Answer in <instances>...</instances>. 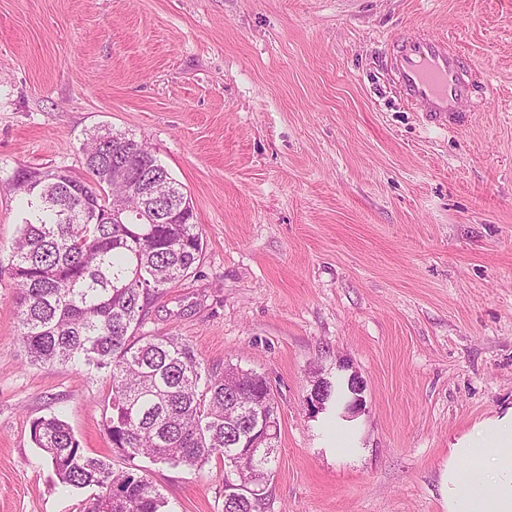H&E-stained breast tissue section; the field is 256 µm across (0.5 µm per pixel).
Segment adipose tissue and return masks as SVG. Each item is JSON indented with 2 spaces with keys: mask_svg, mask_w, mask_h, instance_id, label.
<instances>
[{
  "mask_svg": "<svg viewBox=\"0 0 512 512\" xmlns=\"http://www.w3.org/2000/svg\"><path fill=\"white\" fill-rule=\"evenodd\" d=\"M439 487L443 512H512V409L450 448Z\"/></svg>",
  "mask_w": 512,
  "mask_h": 512,
  "instance_id": "1",
  "label": "adipose tissue"
}]
</instances>
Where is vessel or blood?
Listing matches in <instances>:
<instances>
[{
	"instance_id": "vessel-or-blood-1",
	"label": "vessel or blood",
	"mask_w": 512,
	"mask_h": 512,
	"mask_svg": "<svg viewBox=\"0 0 512 512\" xmlns=\"http://www.w3.org/2000/svg\"><path fill=\"white\" fill-rule=\"evenodd\" d=\"M397 91L415 105L428 125L464 127L468 104L497 95L491 79L468 67L464 53L452 40L411 33L400 37L388 58Z\"/></svg>"
}]
</instances>
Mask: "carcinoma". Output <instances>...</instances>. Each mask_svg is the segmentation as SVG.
<instances>
[{
	"instance_id": "cac0c4a2",
	"label": "carcinoma",
	"mask_w": 512,
	"mask_h": 512,
	"mask_svg": "<svg viewBox=\"0 0 512 512\" xmlns=\"http://www.w3.org/2000/svg\"><path fill=\"white\" fill-rule=\"evenodd\" d=\"M83 155L86 179L65 170L15 176L30 211L12 245L11 276L31 363L109 373L104 429L129 467L115 470L85 453L56 415L32 422V442L63 484L100 489L89 512H164L165 497L135 460L197 467L212 458L232 467L224 512H265L279 433L266 378L230 365L214 371L178 338L140 333L150 304L203 252L190 199L172 181L167 204L176 223L143 224L134 216L140 199L112 186V176L122 173L131 183L166 178L148 146L126 136L117 155L112 132H97ZM115 208L126 210L121 224L110 219ZM354 395L350 382L345 391L322 382L325 403L348 406Z\"/></svg>"
}]
</instances>
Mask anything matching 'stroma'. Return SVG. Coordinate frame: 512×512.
<instances>
[{"label":"stroma","instance_id":"35a3bbf8","mask_svg":"<svg viewBox=\"0 0 512 512\" xmlns=\"http://www.w3.org/2000/svg\"><path fill=\"white\" fill-rule=\"evenodd\" d=\"M413 26L496 85L468 128L426 127L382 76ZM104 128L147 142L202 229L143 333L270 384L266 512H441L449 448L512 408V0H0V512H87L96 493L60 483L38 418L126 466L107 372L29 362L9 273L17 173L86 177ZM352 374L362 410L312 406ZM148 475L166 512H223V461Z\"/></svg>","mask_w":512,"mask_h":512}]
</instances>
